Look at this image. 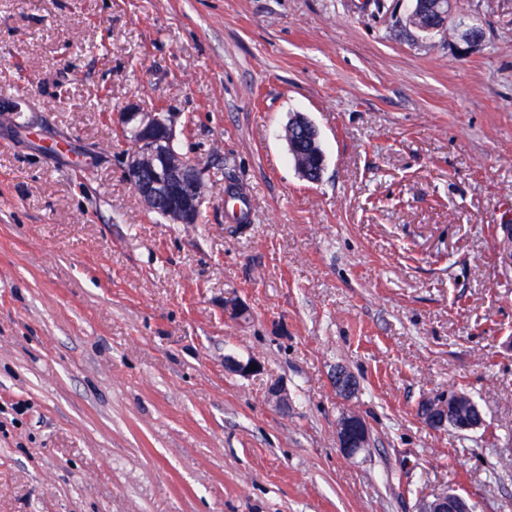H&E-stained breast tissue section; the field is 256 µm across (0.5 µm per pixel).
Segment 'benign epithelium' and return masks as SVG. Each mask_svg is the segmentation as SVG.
<instances>
[{"label": "benign epithelium", "mask_w": 512, "mask_h": 512, "mask_svg": "<svg viewBox=\"0 0 512 512\" xmlns=\"http://www.w3.org/2000/svg\"><path fill=\"white\" fill-rule=\"evenodd\" d=\"M452 0H414V12H427L430 19L423 33L446 30ZM120 131L132 142V151L127 155V175L135 191L150 211L164 210L170 224H196L201 205L205 200L204 176L192 161L173 150L176 138L175 116L160 108L143 110L128 106L120 113ZM226 368L241 377H249L262 366L249 359H228ZM336 388L345 395L356 390L355 378L339 369L335 375ZM462 402L458 392L426 400L420 407V417L429 426L447 423L458 432L472 430L482 424V417L472 420L454 417ZM369 429L363 417L345 412L338 421L336 444L347 457L353 458L367 448ZM420 512H470L468 502L458 494L443 492L422 503Z\"/></svg>", "instance_id": "7a95c632"}]
</instances>
